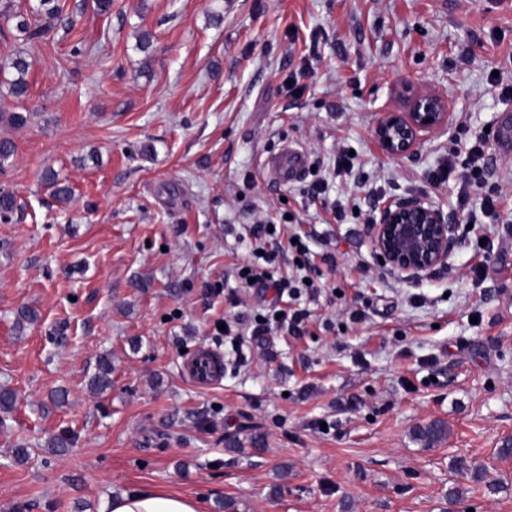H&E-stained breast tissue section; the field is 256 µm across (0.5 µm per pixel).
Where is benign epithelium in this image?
Returning a JSON list of instances; mask_svg holds the SVG:
<instances>
[{"label": "benign epithelium", "instance_id": "obj_1", "mask_svg": "<svg viewBox=\"0 0 512 512\" xmlns=\"http://www.w3.org/2000/svg\"><path fill=\"white\" fill-rule=\"evenodd\" d=\"M451 122L447 101L425 94L414 100L409 112L383 113L374 136L385 155L401 158L447 131ZM368 228L375 254L405 281L447 264L454 248L455 225L441 209L421 201L382 203Z\"/></svg>", "mask_w": 512, "mask_h": 512}]
</instances>
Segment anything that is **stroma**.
<instances>
[{"mask_svg": "<svg viewBox=\"0 0 512 512\" xmlns=\"http://www.w3.org/2000/svg\"><path fill=\"white\" fill-rule=\"evenodd\" d=\"M47 40L0 18V59L32 63L29 91L0 90L15 152L0 189V386L17 400L0 428V512H109L144 487L200 512H512V160L458 204L466 153L512 100V9L501 0H62ZM150 52L137 49L141 32ZM447 98V132L385 157L373 131L412 94ZM301 178L267 176L282 143ZM351 165L338 168L341 152ZM54 169L73 189L58 202ZM326 199L312 197L317 177ZM496 213L481 215L484 192ZM342 204L327 223L324 200ZM422 199L456 224L447 265L405 282L374 254L364 213ZM287 223L321 272L303 331L233 349L214 335L266 308L241 287L245 228ZM37 322L17 329L21 309ZM222 349L224 381L202 390L183 353ZM112 386L92 390L98 356ZM67 393L65 403L52 399ZM441 421L448 435L415 433ZM68 434L71 450L46 441ZM30 455L17 461V445Z\"/></svg>", "mask_w": 512, "mask_h": 512, "instance_id": "1", "label": "stroma"}]
</instances>
